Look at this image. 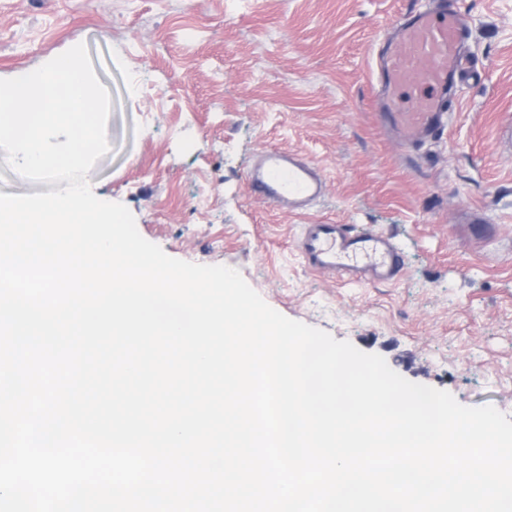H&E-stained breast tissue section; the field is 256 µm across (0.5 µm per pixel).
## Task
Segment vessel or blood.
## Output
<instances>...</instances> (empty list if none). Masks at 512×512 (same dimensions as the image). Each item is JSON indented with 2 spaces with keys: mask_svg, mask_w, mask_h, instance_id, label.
Wrapping results in <instances>:
<instances>
[{
  "mask_svg": "<svg viewBox=\"0 0 512 512\" xmlns=\"http://www.w3.org/2000/svg\"><path fill=\"white\" fill-rule=\"evenodd\" d=\"M467 37L462 15L445 4L435 10L419 6L385 37L377 66V112L403 147L435 138L447 127L451 101L461 91ZM246 178L261 198L294 213L320 199L325 187L308 161L278 148L263 151ZM297 247L311 269L345 283L391 282L403 269L388 238L344 224L303 225Z\"/></svg>",
  "mask_w": 512,
  "mask_h": 512,
  "instance_id": "vessel-or-blood-1",
  "label": "vessel or blood"
}]
</instances>
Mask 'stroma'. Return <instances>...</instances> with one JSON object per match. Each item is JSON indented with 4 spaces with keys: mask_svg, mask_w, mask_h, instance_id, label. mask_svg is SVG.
Returning <instances> with one entry per match:
<instances>
[{
    "mask_svg": "<svg viewBox=\"0 0 512 512\" xmlns=\"http://www.w3.org/2000/svg\"><path fill=\"white\" fill-rule=\"evenodd\" d=\"M415 2L0 0V79L84 44L111 100L95 196L169 256L234 268L284 316L512 421V0H455L475 76L447 130L405 149L378 119L375 62ZM271 147L323 173L304 213L252 193ZM468 214L495 236L467 238ZM318 220L390 239L399 280L309 269L296 239Z\"/></svg>",
    "mask_w": 512,
    "mask_h": 512,
    "instance_id": "obj_1",
    "label": "stroma"
}]
</instances>
